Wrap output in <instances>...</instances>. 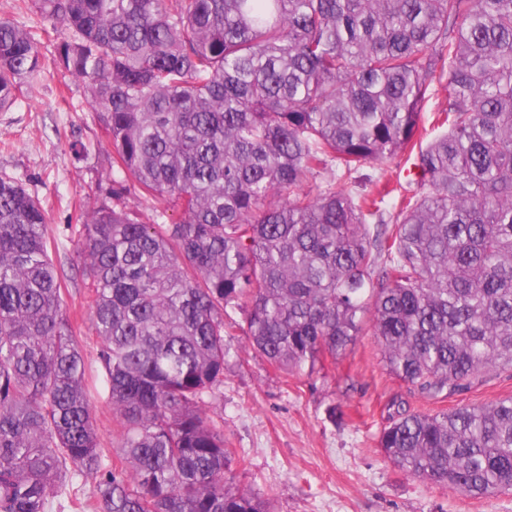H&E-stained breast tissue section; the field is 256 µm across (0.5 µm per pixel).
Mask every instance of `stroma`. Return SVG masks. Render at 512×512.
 Segmentation results:
<instances>
[{"instance_id":"stroma-1","label":"stroma","mask_w":512,"mask_h":512,"mask_svg":"<svg viewBox=\"0 0 512 512\" xmlns=\"http://www.w3.org/2000/svg\"><path fill=\"white\" fill-rule=\"evenodd\" d=\"M107 134L81 84L50 72L41 95L0 112V174L23 183L48 216L50 256L90 377L101 374L93 297L85 285L80 216L112 191ZM233 337L220 412L244 464L240 486L270 495L276 512H512V493L474 498L409 476L377 445L401 411L435 413L512 396V373L492 371L445 399L384 366L371 328L313 376L287 374Z\"/></svg>"}]
</instances>
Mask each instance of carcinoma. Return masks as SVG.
I'll return each instance as SVG.
<instances>
[{
	"instance_id": "1",
	"label": "carcinoma",
	"mask_w": 512,
	"mask_h": 512,
	"mask_svg": "<svg viewBox=\"0 0 512 512\" xmlns=\"http://www.w3.org/2000/svg\"><path fill=\"white\" fill-rule=\"evenodd\" d=\"M15 7L39 24L0 19V112L39 94L53 40L112 151L79 245L117 455L45 211L0 177V512H74L87 477L94 512H273L225 446L228 336L311 376L368 318L385 367L433 398L512 371V0ZM434 84L446 106L423 144ZM415 148L421 177L390 208L357 172ZM378 445L453 491L512 492V396L405 412ZM93 406L101 447L104 448V453L112 459V429L115 424L112 422V410L107 403V393L101 383H98V393H94Z\"/></svg>"
}]
</instances>
